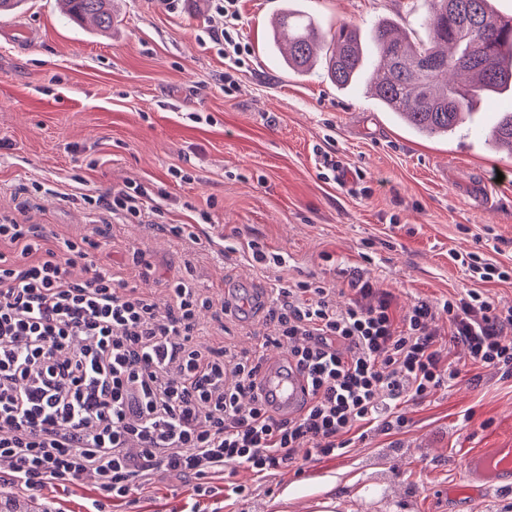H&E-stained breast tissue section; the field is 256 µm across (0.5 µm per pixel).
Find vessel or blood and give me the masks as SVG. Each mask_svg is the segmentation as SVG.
Listing matches in <instances>:
<instances>
[{
    "label": "vessel or blood",
    "mask_w": 512,
    "mask_h": 512,
    "mask_svg": "<svg viewBox=\"0 0 512 512\" xmlns=\"http://www.w3.org/2000/svg\"><path fill=\"white\" fill-rule=\"evenodd\" d=\"M260 393L280 413L294 414L308 402L305 376L289 367L287 354L271 356L259 375ZM471 487L500 490L512 488V448H485L466 460Z\"/></svg>",
    "instance_id": "obj_1"
}]
</instances>
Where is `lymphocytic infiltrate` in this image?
Listing matches in <instances>:
<instances>
[{"label":"lymphocytic infiltrate","instance_id":"lymphocytic-infiltrate-1","mask_svg":"<svg viewBox=\"0 0 512 512\" xmlns=\"http://www.w3.org/2000/svg\"><path fill=\"white\" fill-rule=\"evenodd\" d=\"M0 458L29 490L91 474L106 498L128 499L156 475L220 477L235 495L244 467L265 477L295 466V451L347 453L351 430L390 413L400 399L452 387L461 367L452 348L486 367H512V308L480 292L445 300L448 332L424 300L397 314L391 293L355 278V298L279 278L266 311V343L287 345L311 401L284 416L257 392L262 358L202 342L199 297L175 282L172 304L90 265V239L53 235L0 218Z\"/></svg>","mask_w":512,"mask_h":512}]
</instances>
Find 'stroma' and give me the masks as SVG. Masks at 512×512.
<instances>
[{"label": "stroma", "instance_id": "1", "mask_svg": "<svg viewBox=\"0 0 512 512\" xmlns=\"http://www.w3.org/2000/svg\"><path fill=\"white\" fill-rule=\"evenodd\" d=\"M281 0H240L241 64L207 37L222 26L210 0H118L100 32L61 14L57 0H25L0 16V215L89 238V257L115 279L168 310L167 285L197 289L213 346L264 349L275 276L336 285L350 274L391 292L398 312L419 300L440 307L476 290L512 307V279L481 283L453 261L478 251L512 268V150L481 132L512 110L505 93L479 101L445 137L416 134L383 112L366 77L336 88L324 65L288 71L269 46ZM324 30L357 28L371 47L387 19L421 38L428 0H295ZM349 171L325 172V156ZM507 174L498 182V174ZM137 182L166 194L161 215L117 219L96 198ZM192 225L198 242L171 233ZM257 240L286 259L280 271L253 265L225 244ZM251 300L250 317L226 315L225 297ZM463 362L464 352L453 349ZM464 364V362H463ZM398 425H375L350 451L302 456L301 472L260 478L239 469L240 498L210 481L158 475L122 503L101 499L93 476L22 489L0 462V512H512V491L458 495L465 460L480 448H512V370L464 364L452 387L398 405Z\"/></svg>", "mask_w": 512, "mask_h": 512}]
</instances>
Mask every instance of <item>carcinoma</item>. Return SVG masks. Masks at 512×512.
<instances>
[{"instance_id": "1", "label": "carcinoma", "mask_w": 512, "mask_h": 512, "mask_svg": "<svg viewBox=\"0 0 512 512\" xmlns=\"http://www.w3.org/2000/svg\"><path fill=\"white\" fill-rule=\"evenodd\" d=\"M66 16L78 23L112 26V0H60ZM429 0L422 25L428 39L413 41L380 22L373 35L374 65L368 84L383 108L414 131L446 135L485 92L512 89V19L498 21L491 0ZM328 44L325 65L330 79L343 88L366 64L357 29L341 25L324 31L315 20L287 6L277 19L272 44L287 66L309 71L316 48ZM495 144L512 147V111L487 132Z\"/></svg>"}]
</instances>
